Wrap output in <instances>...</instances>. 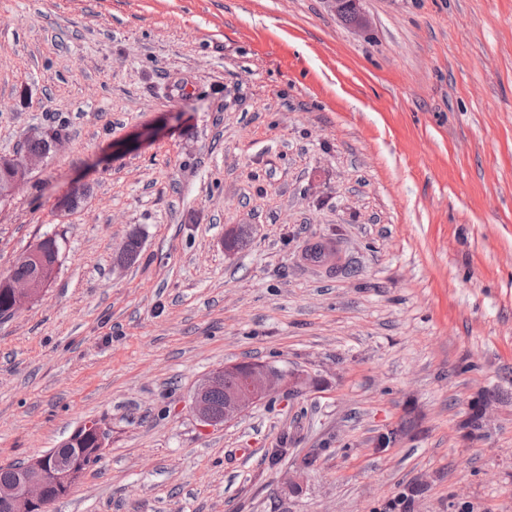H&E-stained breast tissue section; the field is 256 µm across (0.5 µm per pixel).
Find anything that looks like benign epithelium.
I'll return each mask as SVG.
<instances>
[{
	"mask_svg": "<svg viewBox=\"0 0 512 512\" xmlns=\"http://www.w3.org/2000/svg\"><path fill=\"white\" fill-rule=\"evenodd\" d=\"M44 160L45 156L26 151L13 156L0 155V168L10 172L0 187V203L13 198ZM16 263L33 268L34 273L26 279L7 282L15 313L45 291L56 269V265L46 262L40 242L22 253ZM231 372L239 375L241 381L235 387L226 388L224 378ZM305 388L306 382L299 375L267 363L247 371L239 370L234 364L226 365L198 384L192 396V409L204 425H223L282 391L301 393ZM216 392L224 393V407L219 411L212 403V395ZM80 477L78 466L54 450L31 457L14 465V476L10 481L0 482V512H49L54 499L48 496L47 488L54 486L63 490Z\"/></svg>",
	"mask_w": 512,
	"mask_h": 512,
	"instance_id": "7a95c632",
	"label": "benign epithelium"
}]
</instances>
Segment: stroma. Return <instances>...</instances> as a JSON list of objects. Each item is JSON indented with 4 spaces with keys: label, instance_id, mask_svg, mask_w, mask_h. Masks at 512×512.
<instances>
[{
    "label": "stroma",
    "instance_id": "stroma-1",
    "mask_svg": "<svg viewBox=\"0 0 512 512\" xmlns=\"http://www.w3.org/2000/svg\"><path fill=\"white\" fill-rule=\"evenodd\" d=\"M361 12L0 0V153L64 138L0 205V273L61 244L0 318V464L109 432L51 512H512V0ZM246 361L307 388L202 427ZM43 240L22 253L15 261L34 269L32 276L16 281H8L7 288H0V317L7 316L10 307V296L13 302V314L24 308L30 301L39 297L49 285L57 263L49 265L45 260L42 246ZM28 267L14 265L6 277L0 278L1 287L10 278L25 277L32 274Z\"/></svg>",
    "mask_w": 512,
    "mask_h": 512
}]
</instances>
